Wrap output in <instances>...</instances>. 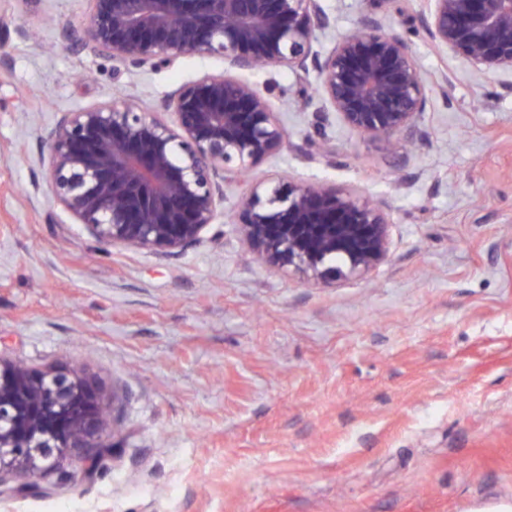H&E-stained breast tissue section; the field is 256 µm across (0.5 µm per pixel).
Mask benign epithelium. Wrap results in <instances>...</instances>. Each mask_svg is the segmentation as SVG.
<instances>
[{
    "label": "benign epithelium",
    "instance_id": "benign-epithelium-1",
    "mask_svg": "<svg viewBox=\"0 0 512 512\" xmlns=\"http://www.w3.org/2000/svg\"><path fill=\"white\" fill-rule=\"evenodd\" d=\"M73 44L132 68L190 56L224 61L169 92L173 121L132 98L61 113L42 138L55 200L99 242L166 255L198 243L221 215L224 186L282 151L288 133L245 73L316 74L324 109L368 138L422 135L430 88L408 40L366 15L322 52V0H87ZM421 27L441 55L479 77L512 72V0H422ZM269 269L322 286L366 278L389 254L384 206L348 187L251 181L232 216ZM117 397L82 367L34 369L0 355V492L41 491L48 468L90 474L112 457Z\"/></svg>",
    "mask_w": 512,
    "mask_h": 512
}]
</instances>
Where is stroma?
<instances>
[{
  "label": "stroma",
  "instance_id": "stroma-1",
  "mask_svg": "<svg viewBox=\"0 0 512 512\" xmlns=\"http://www.w3.org/2000/svg\"><path fill=\"white\" fill-rule=\"evenodd\" d=\"M419 0H323L330 47L389 19L431 86L421 141L363 138L314 75L252 72L288 144L253 176L353 187L390 214L366 280L265 268L224 215L179 255L94 241L52 197L42 135L132 97L148 112L222 60L113 72L69 47L86 0H0V355L79 365L119 398L113 461L0 512H512V74L442 62Z\"/></svg>",
  "mask_w": 512,
  "mask_h": 512
}]
</instances>
